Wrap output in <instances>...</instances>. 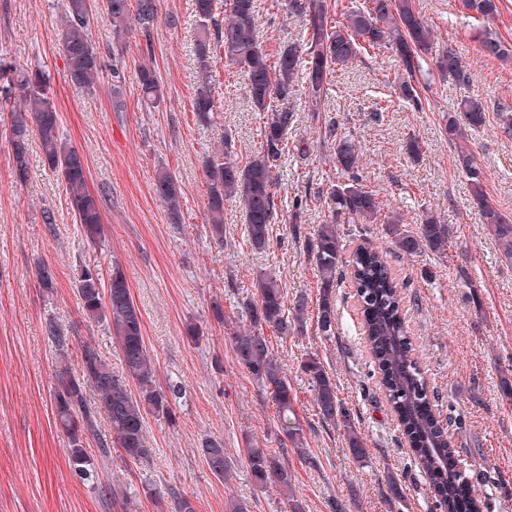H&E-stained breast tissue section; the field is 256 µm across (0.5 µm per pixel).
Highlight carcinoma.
<instances>
[{"label":"carcinoma","instance_id":"1","mask_svg":"<svg viewBox=\"0 0 512 512\" xmlns=\"http://www.w3.org/2000/svg\"><path fill=\"white\" fill-rule=\"evenodd\" d=\"M501 0H460L459 10L472 25L481 29L480 52L495 60L512 59V43L504 42L482 27L484 21L500 12ZM339 0H289L288 8L302 18L299 42L270 55L257 28V0H224V13H218L217 0H194L195 45L204 77L194 90V110L200 120L211 121L218 105L213 94V53L236 66L243 74L249 97L262 113L260 150L240 162L224 147V154L206 164L208 195L206 212L216 240L224 241V204L239 203L248 241L257 251L270 247L271 225L277 220V183L283 158L289 149L306 154L303 143L289 146L288 134L296 120V102L307 104L308 111L320 112L329 95L335 71L347 67L372 50L389 48L397 56L398 70L385 80V87L416 112L425 110L418 76L432 71L441 79L468 84L473 78L456 44L435 48V35L412 0H360V4L337 12ZM102 8L111 25L116 48H123L131 30L149 34L158 17L156 0H103ZM91 0H66L59 44L67 80L75 86L94 89L102 70L101 56L90 33ZM142 100L152 108L164 102L155 70L139 69ZM11 107L8 143L14 173L19 181L28 175V154L32 138H38L48 165L69 189V206L84 235L92 242L103 237L102 196L88 186L87 161L59 134L60 115L45 74L39 69H24L0 59V110ZM467 124L458 122L448 110L445 131L454 145L456 167L464 176L474 203L482 211L502 254L512 259V213L492 204L484 193L483 172L468 146V131L486 122L489 107L480 98L466 97L457 103ZM501 132L512 138V106L497 102ZM326 135L334 138L333 169L323 178L329 200L335 205L333 216L345 215L354 224H381L385 238L402 253L416 256L430 252L448 256L451 237L448 225L427 212L416 229L403 228V215L384 211L379 193L368 188L360 170L362 147L353 135L327 126ZM157 189L178 213L181 192L171 173L157 170ZM359 230L338 232L336 223L318 225L308 247L318 272L316 325L325 336L336 325L337 282L343 272L350 273L355 296L361 307L366 343L378 366L383 391L399 424L412 442V451L434 493L437 512H458L459 486H469V473L461 474L456 464L453 433L442 427L431 414L418 408L430 407L432 392L413 344L407 335L402 313V286L393 276L387 253L366 246L349 250L350 237ZM257 300L242 306L249 324L233 327L231 344L237 361L256 380L262 394L276 408L277 439L281 450L245 449V464L255 485L276 483L288 502L289 512H305L292 491V474L285 456L292 452L307 455L306 434L296 412V395L287 370L270 351L265 331L288 335L303 325L305 298L296 300L293 313L286 314V299L277 280L261 272L254 282ZM78 304L86 320L106 321L118 340L122 368L115 370L98 348L83 341L78 346L80 374L67 363L73 339L56 322L46 325V334L55 348L58 366L53 398L58 427L69 442L68 465L80 482L99 479V471L89 457L85 443L98 436L99 414H105L109 440L99 442V456L105 463L117 449L124 460L147 464L156 448L146 429L149 413L175 422L173 402L183 395L182 386L171 382L162 391L156 385V369L148 354L143 319L136 309L129 284L120 268L112 269L109 285L89 267L80 269L76 288ZM313 391L319 422L343 432L349 452L358 464L367 463V442L358 431L349 410L340 401L320 359L311 354L301 361ZM136 388H131V385ZM200 454L211 473L231 479L235 464L218 442L206 441ZM389 497L404 500L396 473L386 470L384 477Z\"/></svg>","mask_w":512,"mask_h":512}]
</instances>
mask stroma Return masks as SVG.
I'll list each match as a JSON object with an SVG mask.
<instances>
[{
  "label": "stroma",
  "instance_id": "35a3bbf8",
  "mask_svg": "<svg viewBox=\"0 0 512 512\" xmlns=\"http://www.w3.org/2000/svg\"><path fill=\"white\" fill-rule=\"evenodd\" d=\"M64 0H0V57L23 68L41 67L60 113V133L87 159L89 185L104 197L105 239L91 243L76 224L66 186L46 163L39 143L29 149L28 175L16 181L6 138L10 116L0 113V512H114L101 488L74 480L68 441L57 427L51 387L55 351L45 334L56 322L76 340H92L113 369L122 366L119 344L106 323L87 322L75 295L80 267L97 268L109 279L120 264L144 322L149 355L159 385L180 381L185 395L174 404L175 421L147 415L156 454L133 464L113 456L111 483L138 503L137 512H172V492L188 494L196 512H225L230 498L245 500L250 512H286L279 487H257L244 462L250 446L278 448L277 418L256 381L238 363L231 330L215 320L214 304L236 316L253 299L258 272L276 277L287 298L307 300L302 334L270 335L271 351L285 365L306 429L307 456L289 455L297 499L306 512H435L408 439L380 387L368 350L351 281L337 290L334 336L316 328L318 278L308 251L314 229L330 222L326 195L318 194L333 148L325 121L362 145L363 176L380 191L386 209L414 224L431 209L449 224L453 243L446 259L432 254L389 252L379 225H370L366 246L384 249L403 288L408 334L419 364L437 393L434 415L457 418L463 430L456 448L472 465V483L484 512H512V396L504 394L500 370L512 364V260L499 251L465 178L455 166L444 113L463 97L512 104V62L484 57L478 31L455 0H416L438 43L452 42L471 65L470 83L431 77L424 111L387 102L383 74L397 62L388 49L376 50L332 78L322 113L300 108L290 140L308 142L306 155L288 154L277 188L279 221L264 252L254 251L238 204L224 206V240L216 242L206 221L205 164L232 138L239 158L260 148L262 117L254 112L241 73L220 67L214 95L221 107L210 122L193 109L200 73L194 45L193 0H157L151 34L131 33L123 51L113 47L112 27L96 12L90 34L102 61L94 89L67 82L58 33ZM258 0L262 42L269 51L300 37L301 19L288 0L270 8ZM154 66L165 100L154 110L140 103L139 68ZM120 82L122 109L112 103ZM418 136L425 153L410 157L408 136ZM470 147L485 175V189L500 209L512 212V138L500 131L495 112L473 130ZM166 167L181 189L179 213H171L156 188V170ZM307 199L301 228L290 222L295 199ZM49 266L52 292L39 288L37 263ZM431 269L432 278L422 276ZM468 272L480 287L481 307L468 300L459 278ZM203 335L191 341L187 323ZM317 354L336 382L345 406L359 421L370 453L368 465L354 463L343 437L322 425L313 393L299 363ZM223 443L236 469L231 481L216 478L199 448ZM401 478L405 500L387 495L385 470ZM159 498L149 497V490Z\"/></svg>",
  "mask_w": 512,
  "mask_h": 512
}]
</instances>
